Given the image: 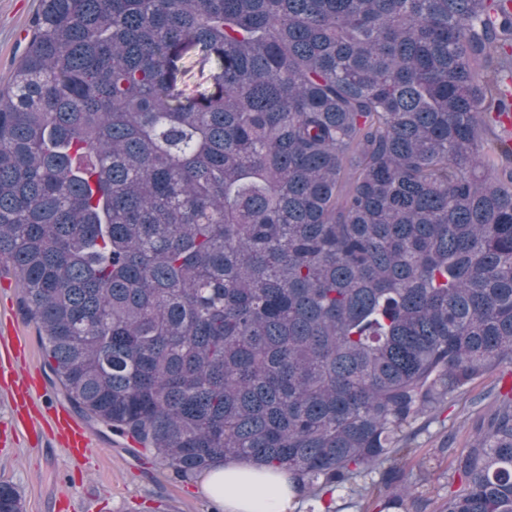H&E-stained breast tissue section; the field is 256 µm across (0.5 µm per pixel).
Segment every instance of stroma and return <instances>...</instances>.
I'll use <instances>...</instances> for the list:
<instances>
[{
  "label": "stroma",
  "instance_id": "obj_1",
  "mask_svg": "<svg viewBox=\"0 0 512 512\" xmlns=\"http://www.w3.org/2000/svg\"><path fill=\"white\" fill-rule=\"evenodd\" d=\"M39 5L40 0H0V89L12 81ZM20 297L12 268L0 263V300L11 304L30 347L28 363L39 369L48 396L64 398ZM475 418L469 397L456 394L449 397L442 419L418 435L412 463L429 467L428 481L419 490L427 503L425 512H439L452 475L445 449L465 446L475 433ZM93 440L96 447L91 455L80 459L52 442L27 438L0 394V483L21 491L25 512H224L223 501L203 491L201 476L175 477L102 426L94 427Z\"/></svg>",
  "mask_w": 512,
  "mask_h": 512
}]
</instances>
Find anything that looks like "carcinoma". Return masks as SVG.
Instances as JSON below:
<instances>
[{"instance_id":"carcinoma-1","label":"carcinoma","mask_w":512,"mask_h":512,"mask_svg":"<svg viewBox=\"0 0 512 512\" xmlns=\"http://www.w3.org/2000/svg\"><path fill=\"white\" fill-rule=\"evenodd\" d=\"M508 79L512 0H41L0 260L69 401L183 479L407 512L409 429L512 372ZM473 403L441 512H512V388Z\"/></svg>"}]
</instances>
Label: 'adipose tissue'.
<instances>
[{"mask_svg":"<svg viewBox=\"0 0 512 512\" xmlns=\"http://www.w3.org/2000/svg\"><path fill=\"white\" fill-rule=\"evenodd\" d=\"M208 494L222 497L224 512H295L294 495L284 473L228 463L209 471Z\"/></svg>","mask_w":512,"mask_h":512,"instance_id":"1","label":"adipose tissue"}]
</instances>
